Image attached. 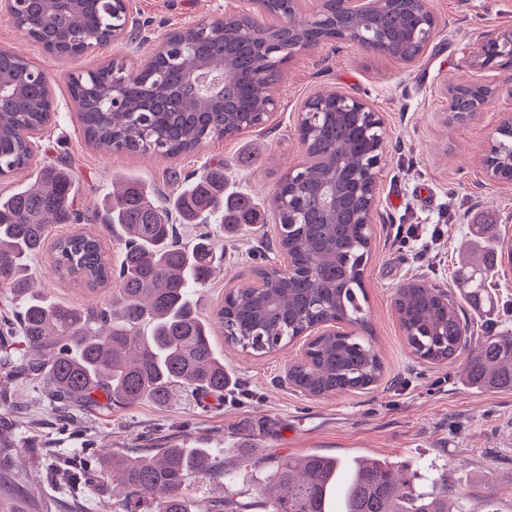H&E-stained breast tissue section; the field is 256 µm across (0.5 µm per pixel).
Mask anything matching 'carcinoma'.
I'll return each instance as SVG.
<instances>
[{"label": "carcinoma", "mask_w": 512, "mask_h": 512, "mask_svg": "<svg viewBox=\"0 0 512 512\" xmlns=\"http://www.w3.org/2000/svg\"><path fill=\"white\" fill-rule=\"evenodd\" d=\"M120 0H75L53 9L46 0H21L17 18L27 36L58 58L81 53L91 43H109L120 29ZM418 0H400L382 13L377 26L401 56L419 48L407 34L421 20ZM243 17L229 16L167 34L130 79L122 64L72 78L70 91L86 140L98 151H129L170 158L190 154L210 141L239 135L238 125L265 110L279 83L283 64L298 40H314L319 30L288 22L275 33H248ZM337 36L362 41L366 20L346 15ZM192 70L221 71L223 95L213 97L190 83ZM0 178L28 170L33 139L22 131H42L52 117L44 73L24 57L0 49ZM319 129L307 140V153L319 162L300 177L285 174L270 199L293 200L281 214V245L293 262L288 270L258 266L265 283L255 291L238 288L224 295L213 320L202 318L194 293L207 287L224 264V236L248 223L252 198L224 189V171L208 167L184 180L181 191L164 195L141 178L127 177L113 188L94 219L119 231L117 266L89 233L59 236L51 266L61 278L90 292L116 283L112 301L95 308L59 304L32 294V262L43 253L54 228L86 220L77 208L76 183L64 168L47 166L33 183L0 196V288L27 296L21 311L26 358H12L13 335L0 328V369L9 377L43 379L52 395L70 406L97 403L96 394L123 405L171 404L176 393L221 397L231 377L212 344L214 329L245 353L270 354L295 341L310 325L348 321L354 336H317L304 357L288 364V382L308 396L366 390L383 374L366 317L362 272L371 235L357 223L363 201L358 187L372 141L363 138L355 117L329 103L316 116ZM180 224H212L192 242L179 239ZM482 264L464 267V299L486 300L498 259L512 251L498 240L494 253L476 246ZM394 310L411 352L429 363L467 353L466 379L478 387L512 390V330L468 342V327L448 293L418 279L396 289ZM348 471L341 512H449L456 496L444 473L428 476L430 487L402 481L384 460L355 457L344 464L321 454L276 462L271 480L283 490L256 502L262 512H328L338 472ZM63 479L100 484L107 475L124 489V512H192L189 487L196 479L234 475L220 467L210 448L175 445L154 454L127 455L97 448L76 465L57 469ZM231 495L206 512H242Z\"/></svg>", "instance_id": "carcinoma-1"}]
</instances>
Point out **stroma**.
<instances>
[{
	"instance_id": "35a3bbf8",
	"label": "stroma",
	"mask_w": 512,
	"mask_h": 512,
	"mask_svg": "<svg viewBox=\"0 0 512 512\" xmlns=\"http://www.w3.org/2000/svg\"><path fill=\"white\" fill-rule=\"evenodd\" d=\"M440 24L439 36L411 63L373 56L353 45H325L292 57L275 89L278 105L269 121L236 138L204 143L193 154L158 158L147 154H104L88 144L75 112L70 75L110 60L134 69L164 35L249 10L248 0H132L141 24L136 43L112 42L105 49L59 59L0 19V47L42 69L55 102L51 124L33 142L30 170L0 178V195L34 177L37 168H69L77 179L78 205L86 213L101 209L112 179L133 173L162 191L206 166L223 165L224 181L252 197L260 223L224 241V269L197 294L200 313L211 315L228 289L244 285L254 266L273 260L275 216L268 204L275 182L305 153L293 134L299 109L316 94L345 92L368 100L382 113L388 133L379 173V204L372 226V250L365 267L368 319L373 344L384 364V378L372 390L310 398L285 381L299 343L255 357L225 344L214 346L239 384L234 396L217 400L177 396L173 405L116 402L78 410L71 433L58 426L66 408H53L37 379L8 386L10 402L0 404V512H118L110 484L78 492L34 468L39 449L79 459L83 449L109 448L128 454L149 452L157 443L192 442L221 449L224 466L236 475L232 488L252 503L270 494L272 464L281 457L312 453L344 460L369 456L408 465L419 474L447 472L460 500L482 512H512V391L470 385L465 357L431 364L414 357L393 308L396 288L418 278L458 293L460 259L478 241L512 232V182L490 179L484 150L500 112L512 111V96L500 93L483 112L464 123L448 120L451 82L480 78L497 83L499 71L468 66L466 49L481 35L512 30V0H429ZM443 231L440 244L404 242L409 225ZM36 287L51 299L95 306L111 301L106 288L91 294L59 278L48 260L36 262ZM470 333L483 336L512 327V276L501 279L490 303L463 304ZM253 448L256 465L243 463L237 447Z\"/></svg>"
}]
</instances>
